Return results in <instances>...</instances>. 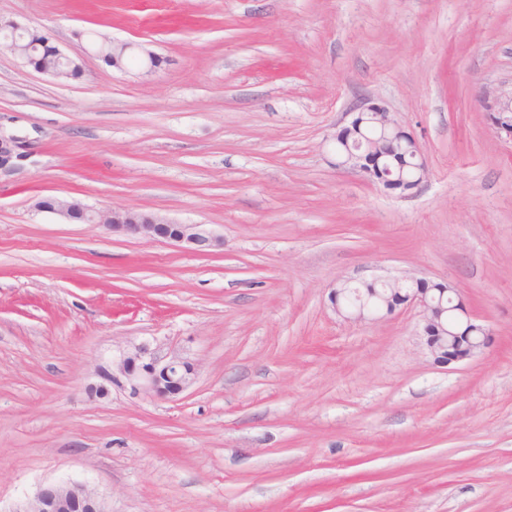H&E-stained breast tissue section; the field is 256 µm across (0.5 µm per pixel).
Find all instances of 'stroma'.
Segmentation results:
<instances>
[{
  "label": "stroma",
  "instance_id": "35a3bbf8",
  "mask_svg": "<svg viewBox=\"0 0 512 512\" xmlns=\"http://www.w3.org/2000/svg\"><path fill=\"white\" fill-rule=\"evenodd\" d=\"M82 74L0 46V512L78 480L110 512H512V0H0ZM130 44L105 66L92 36ZM158 63L147 68L145 52ZM394 113L411 193L336 165ZM44 196L201 224L207 254L36 212ZM451 285L492 333L439 366L419 313L348 321L345 278ZM195 363L168 400L89 389L128 345ZM485 112L496 133L512 140V85L510 89H500L488 97ZM366 123H375L383 130V137L388 139L389 142L385 152L378 156H369V152L365 150L364 143L356 141L353 148L349 150L345 159L336 161V165L352 170H357L370 182L382 186L386 190L394 191L400 190L396 188L393 183L402 180L401 176L396 177L391 168L387 165H381L380 160L385 156H395L399 152L406 154L410 152L411 157L415 162L407 157V166L403 169L402 175L412 180L415 178L414 169L411 165L414 163V168L417 172V178L412 180L413 185L409 190H412L420 185L423 181L426 171V165L423 161L420 146L415 137L404 130L401 123L395 116L389 112L383 105L378 103H371L369 105L359 108V112L352 118L348 125L341 127L336 137H339L340 132L348 129L355 130V133H360L361 128ZM345 136L340 135L336 139V154H341L345 151ZM404 181V180H402ZM400 192L404 193L405 191ZM19 142L13 136L0 133V179L12 176L24 168V162L29 158L25 152H20Z\"/></svg>",
  "mask_w": 512,
  "mask_h": 512
}]
</instances>
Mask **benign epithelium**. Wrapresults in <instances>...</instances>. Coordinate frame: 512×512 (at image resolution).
I'll return each mask as SVG.
<instances>
[{
	"label": "benign epithelium",
	"mask_w": 512,
	"mask_h": 512,
	"mask_svg": "<svg viewBox=\"0 0 512 512\" xmlns=\"http://www.w3.org/2000/svg\"><path fill=\"white\" fill-rule=\"evenodd\" d=\"M3 47L18 56L25 65H30L32 55L40 48L48 47L58 58L59 65L53 68H39L37 72L61 77L74 69H81L75 59L50 44L49 37L30 26L11 23L0 29ZM486 118L497 134L512 140V88L500 89L487 98ZM366 123L379 125L388 139L385 152L371 156L364 143L356 141L346 158L336 165L357 170L370 182L394 191L398 177L387 165L380 164L385 156H394L404 151L414 159L417 178L423 181L426 165L420 146L415 137L404 130L401 123L384 106L371 103L359 108V112L341 130L352 129L361 132ZM29 155L20 151L19 142L13 136L0 134V177L12 176L24 168ZM34 208L38 212L50 213L66 221L83 218L92 224H104L114 232H120L143 239H165L177 246H183L195 253L206 254L223 245L201 224H180L156 214L134 209H114L107 212L93 210L77 200H63L57 197L39 198ZM387 283L406 282L410 291L401 304H412L420 309L423 331L426 335V350L436 364L449 366L468 361L488 347L490 332L479 322V318L462 302L453 298L450 288H426V280L414 276H389L381 278ZM332 295L335 312L347 320L366 321L382 318L373 314L360 303L352 308L338 302L345 293L344 285ZM101 382L91 394L104 396L114 385L128 386L135 395L147 398H173L186 391L194 382L196 368L190 361L176 355L161 356L145 345H137L119 357L109 368L100 371ZM82 507L81 512H111L105 499L84 482L46 483L41 485L33 497L16 504L11 512H73V506Z\"/></svg>",
	"instance_id": "1"
}]
</instances>
